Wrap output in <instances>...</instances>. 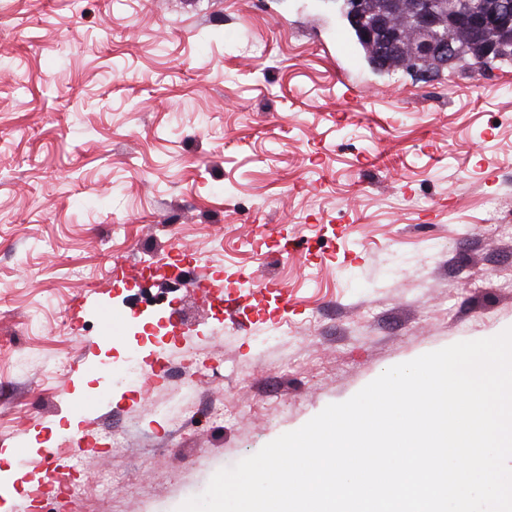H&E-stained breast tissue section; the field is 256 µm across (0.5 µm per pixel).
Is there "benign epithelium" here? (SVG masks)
Segmentation results:
<instances>
[{"instance_id": "1", "label": "benign epithelium", "mask_w": 512, "mask_h": 512, "mask_svg": "<svg viewBox=\"0 0 512 512\" xmlns=\"http://www.w3.org/2000/svg\"><path fill=\"white\" fill-rule=\"evenodd\" d=\"M342 17L377 72H389L390 57L454 67L471 49L480 61L507 59L512 48V0H389L388 8L364 9V0H340Z\"/></svg>"}]
</instances>
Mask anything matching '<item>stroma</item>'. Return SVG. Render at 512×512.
<instances>
[{
  "label": "stroma",
  "instance_id": "35a3bbf8",
  "mask_svg": "<svg viewBox=\"0 0 512 512\" xmlns=\"http://www.w3.org/2000/svg\"><path fill=\"white\" fill-rule=\"evenodd\" d=\"M176 251L204 260L168 280ZM241 274L277 321L243 289L225 314ZM510 327L511 63L377 73L334 0H0V512H176L388 368ZM135 349L166 360L92 373Z\"/></svg>",
  "mask_w": 512,
  "mask_h": 512
}]
</instances>
